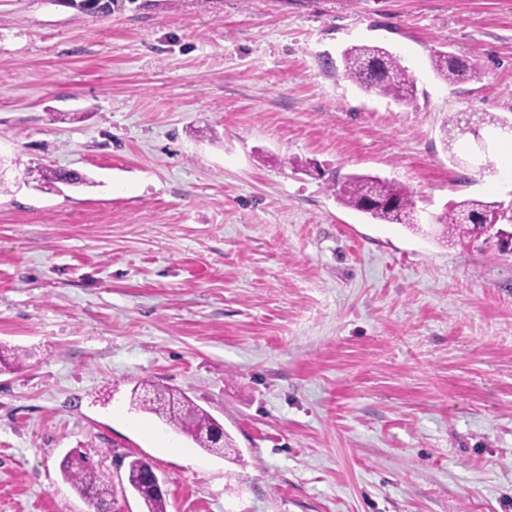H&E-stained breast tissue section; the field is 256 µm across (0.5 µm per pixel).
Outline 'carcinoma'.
<instances>
[{
	"mask_svg": "<svg viewBox=\"0 0 512 512\" xmlns=\"http://www.w3.org/2000/svg\"><path fill=\"white\" fill-rule=\"evenodd\" d=\"M344 75L362 89L390 97L404 104L415 101L416 85L413 74L402 64L400 57L378 45H353L342 55ZM431 67L443 81L456 84L475 77V70L466 59H458L446 51H436L431 56ZM49 184L61 183L77 186L88 183L77 173L50 171L44 174ZM331 191L344 206L362 212L386 224L414 223L415 202L410 189L404 185L373 176L350 175L341 182H334ZM494 210V205L468 199L451 207L438 223L448 237H469L479 231L476 219ZM138 407L152 413L183 434L191 437L205 451L225 456L232 450L229 435L215 437L219 429L217 420L195 405L182 393L161 390L143 381L134 390ZM151 465L135 458L128 464L127 481L145 506V512H167L165 495L159 493L148 479ZM64 478L76 493L85 500L108 504L117 508L118 499L112 480L100 472L84 455L66 456L61 463Z\"/></svg>",
	"mask_w": 512,
	"mask_h": 512,
	"instance_id": "1",
	"label": "carcinoma"
}]
</instances>
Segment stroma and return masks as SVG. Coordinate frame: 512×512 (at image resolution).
Listing matches in <instances>:
<instances>
[{
  "mask_svg": "<svg viewBox=\"0 0 512 512\" xmlns=\"http://www.w3.org/2000/svg\"><path fill=\"white\" fill-rule=\"evenodd\" d=\"M362 43L413 104L345 77ZM464 110L512 120V0H0V512H94L70 452L117 486L145 459L168 512H512V257L436 222L512 213L448 139ZM351 174L416 226L343 206ZM144 381L233 452L138 409ZM344 75L365 91L390 97L404 104L414 103L413 74L397 55L378 45H353L342 55ZM431 67L436 76L446 83H462L475 77V70L464 58L461 60L448 51H435L431 56ZM330 190L344 206L386 224H415V202L404 185L373 176L350 175ZM494 207L495 205L492 203L468 199L455 204L437 221L443 226L444 235L459 238L469 237L480 231L479 226L476 225V219L480 215L494 211ZM134 398L140 409L173 425L208 453L223 457L226 451H232V440L226 432L223 437H215V430L221 428L217 424L219 422L182 393L160 390L151 382L144 381L134 390Z\"/></svg>",
  "mask_w": 512,
  "mask_h": 512,
  "instance_id": "obj_1",
  "label": "stroma"
}]
</instances>
